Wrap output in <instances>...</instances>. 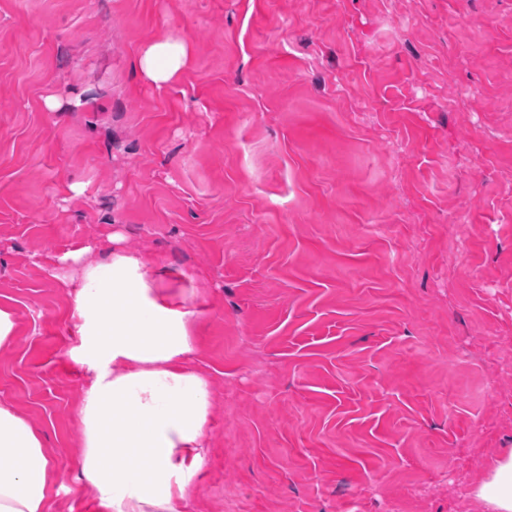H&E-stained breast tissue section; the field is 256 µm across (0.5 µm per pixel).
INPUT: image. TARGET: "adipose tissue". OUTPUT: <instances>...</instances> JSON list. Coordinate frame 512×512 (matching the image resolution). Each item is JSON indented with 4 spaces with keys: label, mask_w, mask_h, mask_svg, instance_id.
I'll return each instance as SVG.
<instances>
[{
    "label": "adipose tissue",
    "mask_w": 512,
    "mask_h": 512,
    "mask_svg": "<svg viewBox=\"0 0 512 512\" xmlns=\"http://www.w3.org/2000/svg\"><path fill=\"white\" fill-rule=\"evenodd\" d=\"M190 62L185 42L143 47L139 67L155 84ZM146 257L113 251L84 270L72 315L88 373L78 407L81 441L69 461L98 512H190L191 488L207 456L213 405L194 365L193 313L148 280ZM55 472L39 430L0 404V512H48ZM486 512H512V448L497 455L471 491Z\"/></svg>",
    "instance_id": "adipose-tissue-1"
}]
</instances>
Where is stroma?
I'll list each match as a JSON object with an SVG mask.
<instances>
[{
    "label": "stroma",
    "mask_w": 512,
    "mask_h": 512,
    "mask_svg": "<svg viewBox=\"0 0 512 512\" xmlns=\"http://www.w3.org/2000/svg\"><path fill=\"white\" fill-rule=\"evenodd\" d=\"M167 37L191 58L159 86L137 58ZM116 233L196 312L195 512H483L512 448V0H0V402L51 512H97L71 308Z\"/></svg>",
    "instance_id": "obj_1"
}]
</instances>
